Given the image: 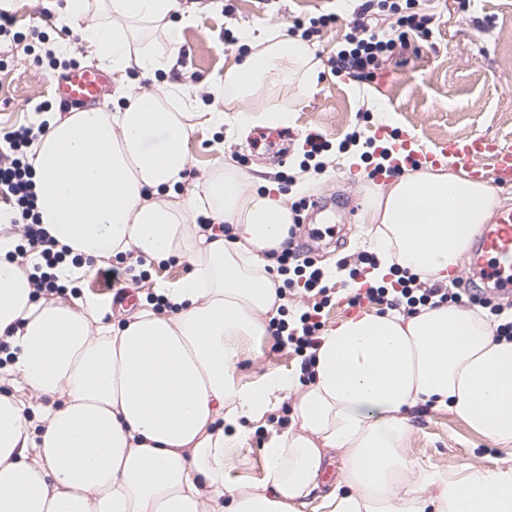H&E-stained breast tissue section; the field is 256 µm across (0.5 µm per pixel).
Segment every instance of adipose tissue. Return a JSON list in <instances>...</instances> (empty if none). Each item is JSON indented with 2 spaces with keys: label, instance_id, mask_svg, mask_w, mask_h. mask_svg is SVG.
<instances>
[{
  "label": "adipose tissue",
  "instance_id": "adipose-tissue-1",
  "mask_svg": "<svg viewBox=\"0 0 512 512\" xmlns=\"http://www.w3.org/2000/svg\"><path fill=\"white\" fill-rule=\"evenodd\" d=\"M197 15L181 0H66L57 13L119 80L113 111L33 117L46 124L28 158L40 222L70 250L53 274L67 285L129 252L191 272L157 284L159 304L109 323L94 298L39 297L13 255L16 235L0 237L13 383L0 394V512H512V466L470 465L456 477L406 453L405 412L420 403L512 446V339L472 310L439 303L408 318H348L322 334L308 383L277 373L236 381L243 340L263 335L280 306L265 267L289 237L288 196L220 159L187 182L188 142L201 126L287 124V109L260 104V93L306 95L319 63L301 38L247 27L251 53L215 81L133 90L129 73L173 67ZM157 33L168 54L148 49ZM226 90L243 104L229 118L218 107ZM498 203L461 171L402 176L365 215L375 280L395 267L447 281ZM202 217L231 236H213ZM279 396L294 397L293 422L267 438L262 480L225 491L226 459ZM333 453L341 477L325 492Z\"/></svg>",
  "mask_w": 512,
  "mask_h": 512
}]
</instances>
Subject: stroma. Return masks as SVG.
<instances>
[{"label": "stroma", "instance_id": "35a3bbf8", "mask_svg": "<svg viewBox=\"0 0 512 512\" xmlns=\"http://www.w3.org/2000/svg\"><path fill=\"white\" fill-rule=\"evenodd\" d=\"M208 10L198 26L185 29L179 50L180 81L199 84L243 60L237 46L226 44L225 36H238L243 26L255 24L278 34L294 24L322 13H336L337 20L313 36L311 44L319 66L312 89L297 97L288 88L268 90L263 98L270 106L291 111L287 125L286 155H267L249 150L247 143L232 139L218 141L207 130L197 131L188 150L192 178L209 171L217 156L236 160L241 169H271L272 180L289 187L296 170L322 165V181L302 192L304 200L333 196L347 206L366 208L378 189L366 180L361 164L350 161L342 144L351 132L370 139L378 125L414 133L425 144H433L448 133H482L512 141V0H414L415 11L430 15L432 33L428 40L411 42L397 53L370 81L354 79L333 71L331 57L353 29L354 0H205ZM13 23L0 34V129L28 124L41 103L63 111L50 83L56 75L47 60L49 48L64 46V60L78 66L94 60L80 43L76 30L57 27L55 11L40 0H14ZM322 136L327 151L312 160L304 155L307 135ZM237 161V160H236ZM298 221L296 243L310 246V255L331 276L326 282L330 295L323 308L324 327L338 320L386 312L385 303L362 300L349 306L351 281H364L358 257L368 252L369 237L362 219L331 215L314 220L309 210L294 214ZM131 256H116L109 267L119 274V286L136 296L137 303L153 299L156 281L174 282L187 272L186 265L163 263L140 276L131 277ZM302 358L292 347L277 348L272 335L244 340L235 377L251 385L268 373H300ZM293 401L275 400L263 425H251L243 450L224 464L226 488L259 482L265 469L262 444L271 429L290 425ZM411 433L407 451L424 464L441 469H461L473 464L487 469L512 466V447L491 443L473 432L453 411L436 410L419 404L407 412Z\"/></svg>", "mask_w": 512, "mask_h": 512}]
</instances>
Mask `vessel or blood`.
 Wrapping results in <instances>:
<instances>
[{"label": "vessel or blood", "instance_id": "b4317fda", "mask_svg": "<svg viewBox=\"0 0 512 512\" xmlns=\"http://www.w3.org/2000/svg\"><path fill=\"white\" fill-rule=\"evenodd\" d=\"M65 103L81 108L98 105L109 86V75L95 67H77L52 82ZM380 139H397L399 168L438 167L448 163L462 167L473 180L499 186L512 184V144L483 135H449L429 146L420 139L396 136L392 127L382 124L375 130ZM476 247L466 265L469 275L494 291L512 290V208L499 209L490 224L476 233Z\"/></svg>", "mask_w": 512, "mask_h": 512}]
</instances>
